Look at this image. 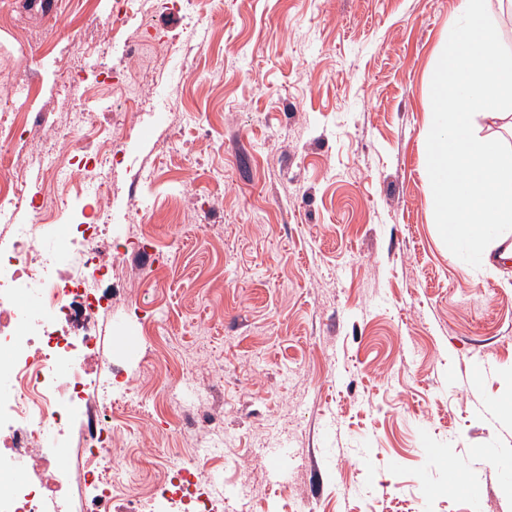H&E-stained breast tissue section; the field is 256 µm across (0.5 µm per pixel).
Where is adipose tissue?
I'll list each match as a JSON object with an SVG mask.
<instances>
[{
    "instance_id": "adipose-tissue-1",
    "label": "adipose tissue",
    "mask_w": 512,
    "mask_h": 512,
    "mask_svg": "<svg viewBox=\"0 0 512 512\" xmlns=\"http://www.w3.org/2000/svg\"><path fill=\"white\" fill-rule=\"evenodd\" d=\"M512 0H458L431 86L435 130L424 139L436 223L449 248L466 239L486 265L512 262V150L475 132L478 116L512 103V64L501 57L495 11Z\"/></svg>"
}]
</instances>
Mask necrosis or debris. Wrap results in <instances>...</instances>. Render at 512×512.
Returning a JSON list of instances; mask_svg holds the SVG:
<instances>
[{
  "label": "necrosis or debris",
  "mask_w": 512,
  "mask_h": 512,
  "mask_svg": "<svg viewBox=\"0 0 512 512\" xmlns=\"http://www.w3.org/2000/svg\"><path fill=\"white\" fill-rule=\"evenodd\" d=\"M120 152L104 138L100 154L71 164L66 154L49 156L50 179L67 185L74 168L102 179ZM47 224H1L0 238V512H67L78 496H90L83 512H110L116 483L134 484V474L112 470V403L90 398L85 375L101 348V306L96 289L113 277L112 240L100 225L43 240ZM34 294L38 309L16 303L18 289ZM26 467L28 478L14 472ZM196 472L167 468L160 487L141 499L132 493L125 512H218L224 489H199Z\"/></svg>",
  "instance_id": "4bbe7bcc"
}]
</instances>
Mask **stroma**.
Segmentation results:
<instances>
[{"mask_svg":"<svg viewBox=\"0 0 512 512\" xmlns=\"http://www.w3.org/2000/svg\"><path fill=\"white\" fill-rule=\"evenodd\" d=\"M113 3L0 0V113H50L72 157L69 113L128 132L106 193L83 187L126 268L87 381L112 395L113 469L145 489L170 453L222 480L223 512H512L483 454L512 460V267L449 252L421 149L458 0H199V24L141 0L121 30L82 23ZM146 24L177 35L166 63L127 59ZM77 68L124 81L75 97ZM206 407L215 432L174 427Z\"/></svg>","mask_w":512,"mask_h":512,"instance_id":"obj_1","label":"stroma"}]
</instances>
